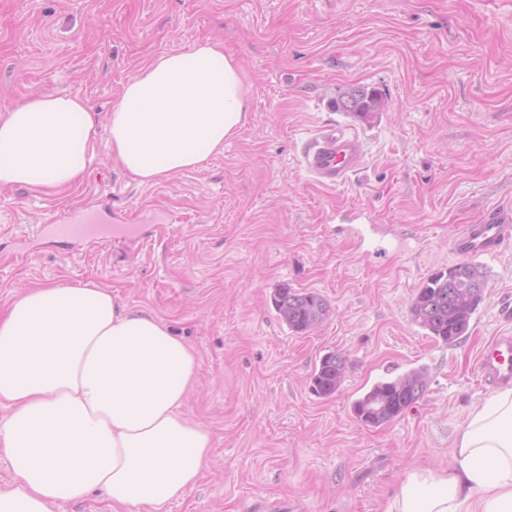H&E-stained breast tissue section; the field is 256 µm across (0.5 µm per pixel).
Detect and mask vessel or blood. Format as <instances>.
Instances as JSON below:
<instances>
[{"mask_svg": "<svg viewBox=\"0 0 512 512\" xmlns=\"http://www.w3.org/2000/svg\"><path fill=\"white\" fill-rule=\"evenodd\" d=\"M308 171L325 185L344 183L362 165L356 144L345 130H328L314 140L304 153ZM512 242V208L488 209L480 221L467 224L453 237V250L463 257H493ZM476 369L486 386H512V333L492 337L478 352Z\"/></svg>", "mask_w": 512, "mask_h": 512, "instance_id": "b4317fda", "label": "vessel or blood"}]
</instances>
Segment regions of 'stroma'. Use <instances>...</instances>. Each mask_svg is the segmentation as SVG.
<instances>
[{
  "instance_id": "1",
  "label": "stroma",
  "mask_w": 512,
  "mask_h": 512,
  "mask_svg": "<svg viewBox=\"0 0 512 512\" xmlns=\"http://www.w3.org/2000/svg\"><path fill=\"white\" fill-rule=\"evenodd\" d=\"M223 43L251 117L202 169L131 180L98 132L84 180L56 196L0 187V309L35 284L88 282L166 323L199 360L184 415L212 433L198 484L170 512H383L416 468L444 469L470 411L493 390L477 350L512 332V243L482 258L484 301L447 344L410 315L421 284L460 263L451 239L512 205V0H0V113L37 94L78 95L106 117L158 52ZM373 87L381 111L337 110ZM349 132L365 167L318 183L306 145ZM97 207L91 239L40 225ZM361 210L385 261L338 236ZM321 294L329 318L296 334L277 288ZM347 359L336 395H314L320 357ZM425 370L428 389L380 427L353 402L377 381Z\"/></svg>"
}]
</instances>
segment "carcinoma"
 Returning <instances> with one entry per match:
<instances>
[{"label":"carcinoma","instance_id":"carcinoma-1","mask_svg":"<svg viewBox=\"0 0 512 512\" xmlns=\"http://www.w3.org/2000/svg\"><path fill=\"white\" fill-rule=\"evenodd\" d=\"M382 107L380 92L365 87L352 89L336 101V108L359 115L377 112ZM486 286V269L474 262L455 264L433 273L412 300V321L433 338L454 343L468 332L471 318L484 299ZM273 306L281 321L295 334L315 328L330 313L327 301L320 294L300 292L286 286L274 294ZM345 369L343 356L334 352L324 354L312 374L311 391L323 398L335 395L341 387ZM427 387V378L419 370L386 378L353 402V415L368 426L390 423L423 397Z\"/></svg>","mask_w":512,"mask_h":512}]
</instances>
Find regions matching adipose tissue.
I'll list each match as a JSON object with an SVG mask.
<instances>
[{
    "instance_id": "adipose-tissue-1",
    "label": "adipose tissue",
    "mask_w": 512,
    "mask_h": 512,
    "mask_svg": "<svg viewBox=\"0 0 512 512\" xmlns=\"http://www.w3.org/2000/svg\"><path fill=\"white\" fill-rule=\"evenodd\" d=\"M248 120L237 60L220 42L163 51L124 83L106 118L76 95L0 114V187L64 192L84 177L98 125L124 171L155 184L201 168ZM198 356L155 317L95 284L34 285L0 312V512H54L102 492L123 512H169L214 448L182 407ZM454 465L415 470L386 512H512V387L476 408Z\"/></svg>"
}]
</instances>
